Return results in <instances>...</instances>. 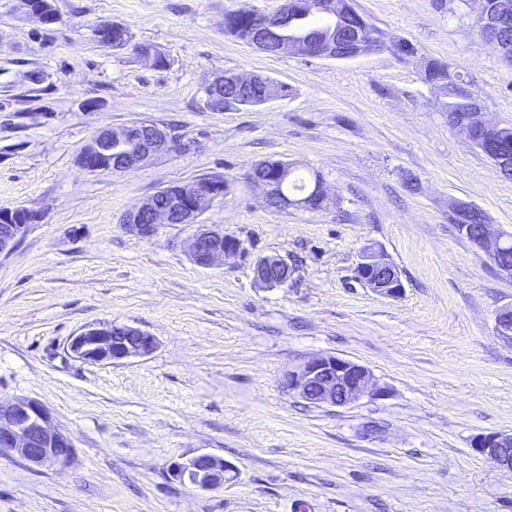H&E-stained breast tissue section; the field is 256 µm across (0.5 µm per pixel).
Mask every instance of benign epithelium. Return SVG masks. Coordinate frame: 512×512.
<instances>
[{"label":"benign epithelium","instance_id":"1","mask_svg":"<svg viewBox=\"0 0 512 512\" xmlns=\"http://www.w3.org/2000/svg\"><path fill=\"white\" fill-rule=\"evenodd\" d=\"M512 23V0H503L494 12L486 8V0H478V11L474 17L475 27L481 31V38L495 48L500 43L490 32ZM105 28L120 32L110 41L113 49H124L128 45V26L105 22L92 29L95 38ZM376 52L363 42L344 49L334 42H297L281 34L275 45V54H304L311 58L353 60ZM270 78L261 74L243 76L224 72L217 76L215 83L230 87L245 88L265 84ZM469 111L458 121L457 129L470 138L474 131L495 126L482 112L479 99L469 100ZM132 147L122 160L112 164L114 147L126 141ZM173 139L169 133L154 124L146 132L131 138V127L101 129L85 144L76 158L80 170L95 172L112 170L124 172L141 166L155 156L171 149ZM290 166L279 167L269 161H261L251 169L249 183L265 191L266 201L274 208L285 210L289 207L309 209L310 199H317L321 205L328 204L325 182H315L311 193L288 199L279 190L278 181L288 174ZM225 191L224 176H210L195 183L191 190H176L170 186L158 191L163 201L155 196L144 199L139 206L126 212L121 220L124 230L138 239L154 236L160 224H188L197 226L187 246L194 263L210 267L217 263L235 265L252 259L256 283L263 288H283L294 281L295 267L274 255L251 256L245 243L238 237L224 233V230L198 223L200 215ZM13 210L0 209V253L14 248L27 232L29 225L10 221ZM459 235L468 239L482 250L499 274L512 279V265L499 262L504 248L512 243V233L495 224H484L474 230L470 224H458ZM360 283L371 291L387 298H398L403 284L398 269L386 256L372 248H366L356 267ZM497 335L512 346V303L500 307L495 313ZM157 347L155 336L126 325L110 324L88 327L70 338L68 352L75 358L90 363H121L133 358H143ZM282 387L303 402L313 406H347L369 394L374 387L370 370L352 360L336 355L312 356L296 368L284 374ZM472 448L487 458L502 471L512 473V432H491L476 437ZM0 453L16 457L30 466L62 470L73 455L74 444L65 430L56 426L51 413L35 400L19 398L10 404H0ZM233 466L224 459L209 453H198L171 463L169 475L176 481L189 484L202 491H215L224 487L225 475Z\"/></svg>","mask_w":512,"mask_h":512}]
</instances>
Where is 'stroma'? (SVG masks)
I'll return each mask as SVG.
<instances>
[{
	"instance_id": "1",
	"label": "stroma",
	"mask_w": 512,
	"mask_h": 512,
	"mask_svg": "<svg viewBox=\"0 0 512 512\" xmlns=\"http://www.w3.org/2000/svg\"><path fill=\"white\" fill-rule=\"evenodd\" d=\"M282 2L53 0L45 26L0 0V208L40 215L0 254V403H41L75 447L61 472L0 456V512H512V474L472 448L512 431V346L494 322L512 280L449 217L468 203L512 231V179L449 129L424 80L430 61L449 65L512 125V64L477 34L474 0H353L387 43L412 44L405 58L271 56L225 35L226 10ZM101 22L128 25L167 67L95 44ZM225 71L288 94L208 111ZM142 119L175 148L122 173L78 169L98 129ZM264 160L320 174L335 205L269 208L246 180ZM213 173L229 187L201 223L286 259L293 284L256 287L247 262L198 266L185 224L148 240L122 228L158 190ZM367 246L398 269L399 298L356 280ZM107 324L152 334L155 351L68 355L71 336ZM319 354L367 367L379 395L314 407L282 388ZM200 451L234 466L223 489L169 477Z\"/></svg>"
}]
</instances>
